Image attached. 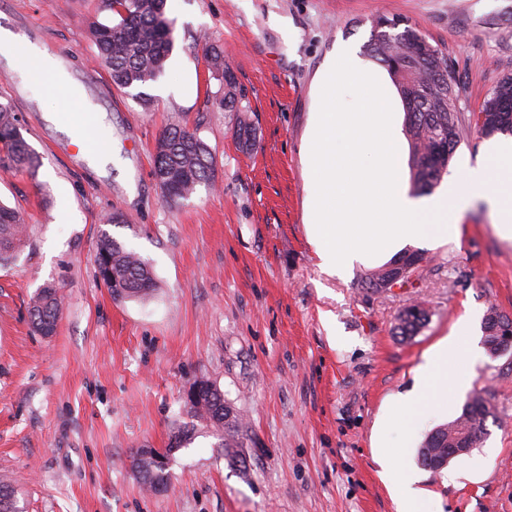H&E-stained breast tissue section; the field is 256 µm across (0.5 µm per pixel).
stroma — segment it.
<instances>
[{
  "mask_svg": "<svg viewBox=\"0 0 512 512\" xmlns=\"http://www.w3.org/2000/svg\"><path fill=\"white\" fill-rule=\"evenodd\" d=\"M96 0H0V28L60 65L67 91L92 112H61L49 77L32 82L0 46V102L10 104L38 156L35 173L0 172V203L26 216L17 257L0 265V479L21 512H397L386 482L415 472L423 512H512V350L490 357L489 307L512 317V239L496 209L469 203L458 238L416 242L412 286L360 287L367 264H322L308 234L303 160L320 70L340 49L362 55L374 21L407 20L448 56L462 116L512 75V0H167L174 49L148 87L151 105L117 89L87 36ZM224 54L257 129L239 149L236 115L214 104L222 82L199 37ZM209 145L213 177L166 201L153 177L171 117ZM93 124L105 165L76 153ZM121 212L123 223L105 218ZM109 233L153 268L149 300H117L98 276ZM53 283L63 296L53 335L29 306ZM423 302L429 322L403 341L399 312ZM470 319L448 359L496 407L484 442L432 471L418 461L426 432L457 418L463 399L421 420H385L408 392L424 352ZM206 382L248 424L246 467L197 426L188 393ZM174 451L169 487L148 491L134 456Z\"/></svg>",
  "mask_w": 512,
  "mask_h": 512,
  "instance_id": "1",
  "label": "stroma"
}]
</instances>
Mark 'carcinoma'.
I'll return each mask as SVG.
<instances>
[{
  "mask_svg": "<svg viewBox=\"0 0 512 512\" xmlns=\"http://www.w3.org/2000/svg\"><path fill=\"white\" fill-rule=\"evenodd\" d=\"M98 12L106 20L92 22L89 34L96 48V60L103 65L112 83L119 89L141 88L157 80L165 68L174 45L172 22L165 15L166 0H97ZM208 69L224 81V96L219 99L224 111L237 113L233 134L242 148L250 149L256 140V128L234 73L224 65L222 53L201 40ZM368 56L387 68L402 98L405 130L411 151V182L419 193H429L448 173V166L461 141L462 118L457 112V95L448 80V57L438 46L422 37L415 28L398 17L383 16L374 25L365 45ZM476 132L484 137L512 135V76H506L493 90L481 109L468 118ZM0 169L35 172L39 159L23 137L13 109L0 103ZM153 171L165 174L158 183L165 199L186 201L198 186L211 182L213 156L207 143L179 119L170 121L160 134ZM26 224L18 208L0 204V264L14 258L23 241ZM423 261V254L407 251L398 259L371 269L362 283L372 293L392 290L393 278L402 270V282L410 280ZM97 263L103 269L102 280L116 298L149 297L156 288L150 265L136 252L117 240L104 236L97 243ZM61 310L59 289L46 284L34 295L30 306L33 329L52 335ZM429 314L420 303L405 307L397 316L394 334L403 340L419 334ZM512 328V319L490 308L482 329L487 353L496 356L499 336ZM202 425L220 438L219 447L234 465H244L239 449L244 447L247 425L239 412L216 387L205 383L200 398L189 401ZM496 418V408L481 392L467 396L461 414L429 432L418 450L419 462L436 470L448 457V451L474 448L487 435L486 423ZM134 465L150 489L168 487V474L139 454ZM16 489L0 481V512H17Z\"/></svg>",
  "mask_w": 512,
  "mask_h": 512,
  "instance_id": "1",
  "label": "carcinoma"
}]
</instances>
